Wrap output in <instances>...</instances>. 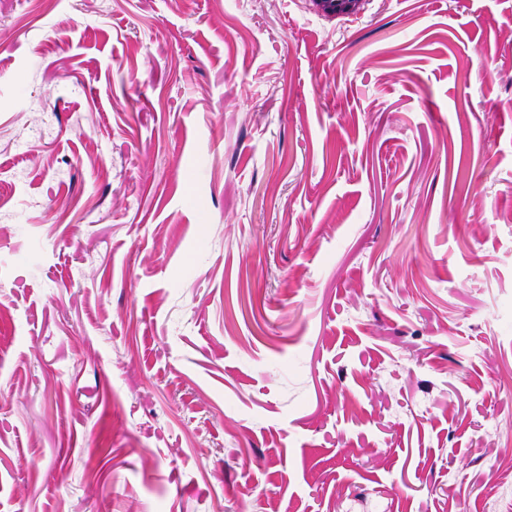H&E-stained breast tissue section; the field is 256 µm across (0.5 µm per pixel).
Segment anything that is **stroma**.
Here are the masks:
<instances>
[{
  "label": "stroma",
  "mask_w": 512,
  "mask_h": 512,
  "mask_svg": "<svg viewBox=\"0 0 512 512\" xmlns=\"http://www.w3.org/2000/svg\"><path fill=\"white\" fill-rule=\"evenodd\" d=\"M0 512H512V0H0ZM363 0H313L314 5L328 15L357 14Z\"/></svg>",
  "instance_id": "1"
}]
</instances>
